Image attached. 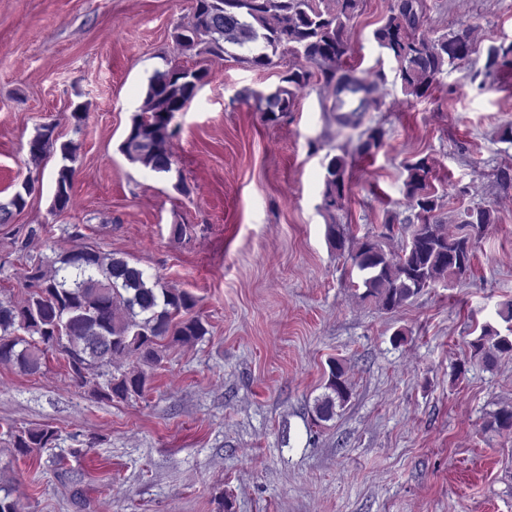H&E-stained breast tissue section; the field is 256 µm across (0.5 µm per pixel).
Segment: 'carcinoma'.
I'll return each mask as SVG.
<instances>
[{
	"label": "carcinoma",
	"mask_w": 512,
	"mask_h": 512,
	"mask_svg": "<svg viewBox=\"0 0 512 512\" xmlns=\"http://www.w3.org/2000/svg\"><path fill=\"white\" fill-rule=\"evenodd\" d=\"M361 0H193L189 21L174 28V42L186 52L198 51L222 58L238 49L241 59L255 69L267 68L274 59H294L282 84L273 90L245 88L238 98L255 112L267 116L289 112L296 92L305 87L316 67L324 84L335 93L353 96L370 84L344 72L350 52L347 23L359 11ZM420 0H391L384 23L373 33L379 48L393 55L405 95L421 98L450 66L469 59L475 51V27L461 24L446 34L428 38L417 34ZM208 71L168 63L148 77L142 108L136 113L119 146L133 164L166 177L175 160L169 142L171 122L184 111L207 82ZM55 127L40 126L28 142V154L39 165L49 152H57L53 207L61 212L71 204L75 169L81 144L57 143ZM383 133L374 128L357 148L369 155L382 144ZM347 162L332 157L324 166L322 209L330 218L327 237L345 252L348 232L334 220L348 191ZM407 208L411 215L400 220L413 225L416 239L389 253L384 241L367 239L350 255L356 271L355 289L387 312L404 306L413 296L448 278L462 279L472 269L475 251L488 226L496 223L495 210L475 207L460 217L464 233H453L438 215L439 197L432 191V166L421 157L404 165ZM34 180H23L8 200L0 201V224H9L27 206ZM197 304L186 291L164 287L160 280L115 253L84 248L43 255L34 264L26 292L16 299L0 298V365L14 366L27 375L41 372L49 350H75L80 360L68 362L72 378L83 385L92 382L112 361H132L128 372L110 376L93 393L108 400H126L144 393L150 381L144 367L159 365L166 350L177 343L202 339L208 333L200 316H187ZM498 316L507 323L506 334L490 325L470 343L473 356L491 365L499 355L512 354V301L502 304ZM325 393L315 399V420L327 422L351 398L345 368L334 361L324 384ZM486 427L512 429V406L490 414ZM57 431L39 425L11 435L10 444L21 456L51 446ZM15 488L0 481V512H21Z\"/></svg>",
	"instance_id": "obj_1"
}]
</instances>
